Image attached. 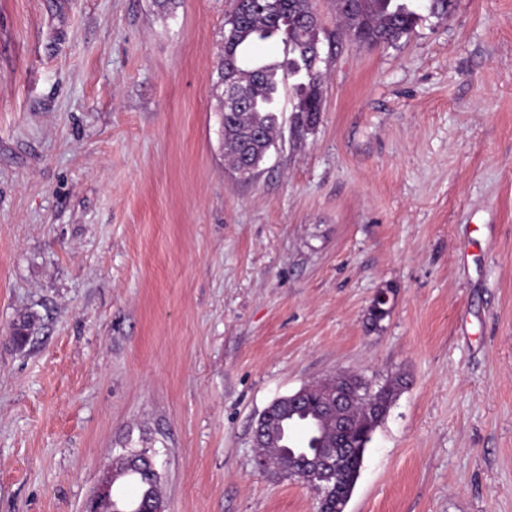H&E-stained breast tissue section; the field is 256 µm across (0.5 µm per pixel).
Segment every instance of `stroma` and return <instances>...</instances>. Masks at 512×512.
Listing matches in <instances>:
<instances>
[{"mask_svg":"<svg viewBox=\"0 0 512 512\" xmlns=\"http://www.w3.org/2000/svg\"><path fill=\"white\" fill-rule=\"evenodd\" d=\"M231 7L0 0V512H82L143 434L165 512H317L252 433L339 373L407 380L346 512H512V0L373 48L316 0L323 108L299 128L284 85L249 181ZM269 405L259 417L253 433L254 448L262 455L272 468H277L282 471L288 472V468L293 472L298 473L299 469L296 466V462H293L291 467H288V457L284 454L283 449L280 448H261L266 443L267 434V420L270 416L271 409ZM258 453L254 456V464L261 471H267L265 460Z\"/></svg>","mask_w":512,"mask_h":512,"instance_id":"obj_1","label":"stroma"}]
</instances>
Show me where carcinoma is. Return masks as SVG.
<instances>
[{
  "instance_id": "obj_1",
  "label": "carcinoma",
  "mask_w": 512,
  "mask_h": 512,
  "mask_svg": "<svg viewBox=\"0 0 512 512\" xmlns=\"http://www.w3.org/2000/svg\"><path fill=\"white\" fill-rule=\"evenodd\" d=\"M456 7V0H335V11L347 33L361 31L378 46H393L426 18L444 20ZM317 20L314 0H249L243 9L234 5L224 21V40L216 73L217 86L230 85L240 96L242 107L229 110L220 106L224 136V158L236 172L247 171L245 179H253L275 142L279 115L276 99L287 71L296 78L293 86L297 112L302 124L312 126L322 108L324 74L313 64L310 26ZM281 41L288 47L283 62H262L252 55L258 43ZM37 321L33 313L24 315L13 326L15 344H27ZM405 385L395 377L376 391L362 381L348 376V392L352 403L346 406L349 420L356 427V450L343 460L331 497L325 501V512H338L344 500L351 496L360 476L367 445L375 428L385 418L389 408ZM308 421L315 431H305L306 446L300 454H317L339 442L324 413V399L317 386H309L301 404L281 400L276 405V417L268 427L283 442L284 428ZM148 447L144 439L130 445V451L118 455L112 462L113 483L132 486L136 496L117 498L112 503L115 512H147L162 501L159 481L147 471L136 449ZM272 468L288 471V457L280 448L258 449Z\"/></svg>"
}]
</instances>
